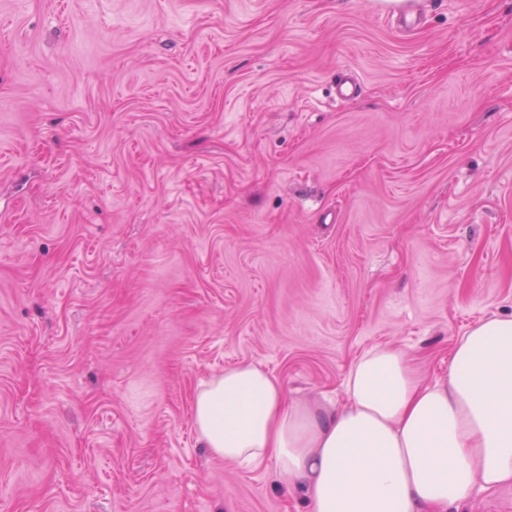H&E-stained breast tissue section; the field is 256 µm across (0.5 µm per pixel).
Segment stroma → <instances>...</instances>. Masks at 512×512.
Returning <instances> with one entry per match:
<instances>
[{
    "mask_svg": "<svg viewBox=\"0 0 512 512\" xmlns=\"http://www.w3.org/2000/svg\"><path fill=\"white\" fill-rule=\"evenodd\" d=\"M415 2L0 0V512H309L214 375L341 403L512 316V0Z\"/></svg>",
    "mask_w": 512,
    "mask_h": 512,
    "instance_id": "35a3bbf8",
    "label": "stroma"
}]
</instances>
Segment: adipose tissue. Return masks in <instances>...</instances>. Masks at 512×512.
<instances>
[{
    "instance_id": "ef3b65f1",
    "label": "adipose tissue",
    "mask_w": 512,
    "mask_h": 512,
    "mask_svg": "<svg viewBox=\"0 0 512 512\" xmlns=\"http://www.w3.org/2000/svg\"><path fill=\"white\" fill-rule=\"evenodd\" d=\"M345 392L341 406L294 401L243 363L197 392L193 421L225 464L273 462L311 512H452L476 488L512 486V317L454 338L432 379L399 349L371 347Z\"/></svg>"
}]
</instances>
